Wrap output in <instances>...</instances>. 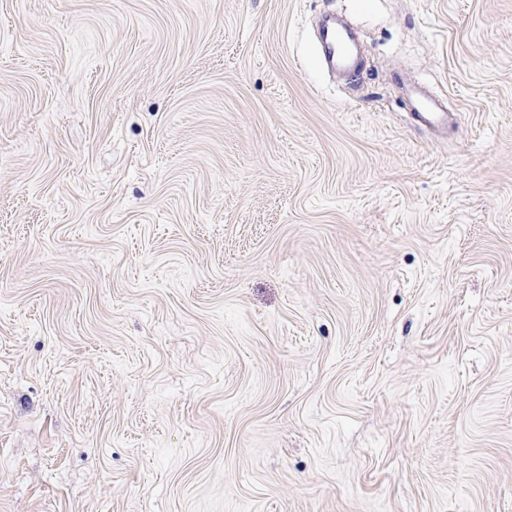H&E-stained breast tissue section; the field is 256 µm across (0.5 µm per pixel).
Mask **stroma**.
I'll use <instances>...</instances> for the list:
<instances>
[{"mask_svg": "<svg viewBox=\"0 0 512 512\" xmlns=\"http://www.w3.org/2000/svg\"><path fill=\"white\" fill-rule=\"evenodd\" d=\"M0 512H512V0H0ZM316 44L321 65L346 79L358 73L357 48L348 30L335 19H328L317 30ZM404 95L410 106V116L415 126L424 129H444L454 126L456 115L448 112L445 104L424 88L407 84Z\"/></svg>", "mask_w": 512, "mask_h": 512, "instance_id": "stroma-1", "label": "stroma"}]
</instances>
